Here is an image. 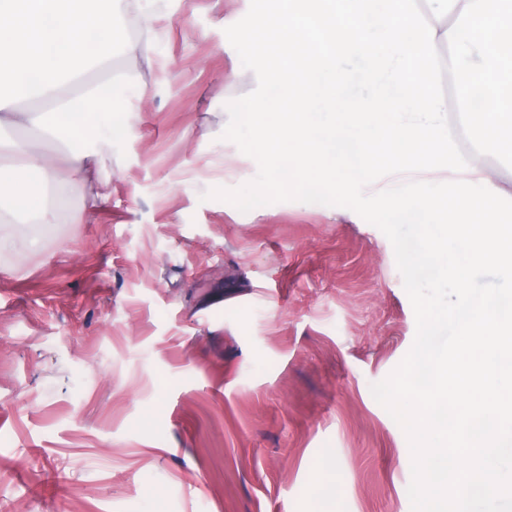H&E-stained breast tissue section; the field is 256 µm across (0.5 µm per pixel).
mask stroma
<instances>
[{
	"label": "stroma",
	"instance_id": "35a3bbf8",
	"mask_svg": "<svg viewBox=\"0 0 512 512\" xmlns=\"http://www.w3.org/2000/svg\"><path fill=\"white\" fill-rule=\"evenodd\" d=\"M249 5L141 0L148 50L114 57L133 133L97 131L90 180L0 252V512H411L371 391L416 336L391 242L344 207L202 198L258 171L222 138Z\"/></svg>",
	"mask_w": 512,
	"mask_h": 512
}]
</instances>
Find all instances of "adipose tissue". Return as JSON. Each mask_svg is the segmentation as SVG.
<instances>
[{
	"label": "adipose tissue",
	"mask_w": 512,
	"mask_h": 512,
	"mask_svg": "<svg viewBox=\"0 0 512 512\" xmlns=\"http://www.w3.org/2000/svg\"><path fill=\"white\" fill-rule=\"evenodd\" d=\"M118 0H0V89L24 98L40 90L53 96L41 112H14L0 99V130L26 121L42 139L19 143L0 138V200L28 220L42 222L63 210V193L47 195L31 180L43 166L42 143L56 145L74 175L91 168L95 153L80 148L87 130L111 122L105 93L83 85L64 93L65 80L78 79L90 62L106 64L115 43Z\"/></svg>",
	"instance_id": "adipose-tissue-1"
}]
</instances>
